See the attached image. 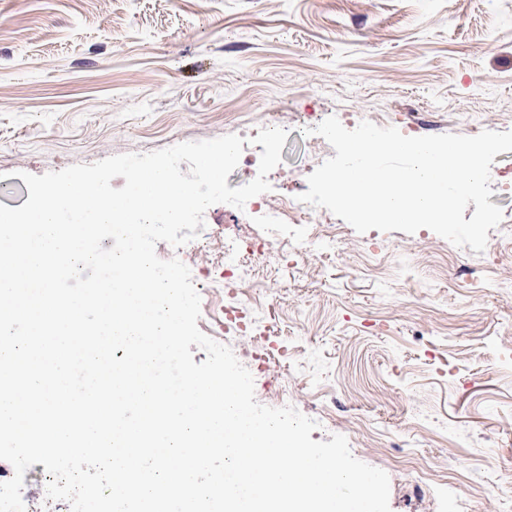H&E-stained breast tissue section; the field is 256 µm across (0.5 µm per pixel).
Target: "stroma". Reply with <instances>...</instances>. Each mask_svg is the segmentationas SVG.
I'll list each match as a JSON object with an SVG mask.
<instances>
[{"label": "stroma", "mask_w": 512, "mask_h": 512, "mask_svg": "<svg viewBox=\"0 0 512 512\" xmlns=\"http://www.w3.org/2000/svg\"><path fill=\"white\" fill-rule=\"evenodd\" d=\"M336 116L407 136L512 130V0H0V204L22 173L236 134L228 187L258 174L260 129L288 137L265 197L294 198L334 149ZM512 225V151L490 171ZM238 211L210 206L179 258L201 297L199 329L229 345L257 401L344 435L390 479L391 512H506L512 496V238L483 253L428 229L349 232L334 249L310 224L268 236L250 277L224 278ZM292 238L309 239L289 252ZM252 320L225 328L224 310Z\"/></svg>", "instance_id": "35a3bbf8"}]
</instances>
